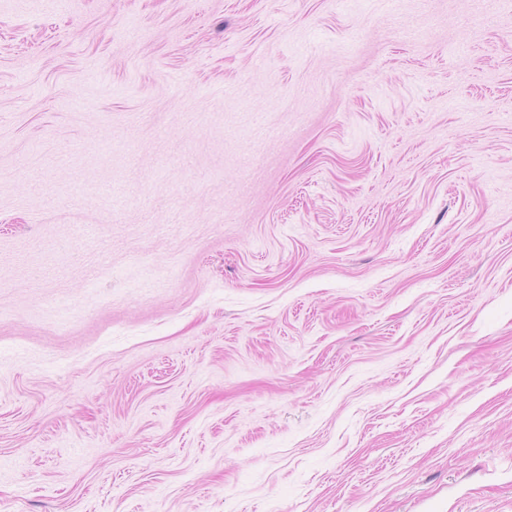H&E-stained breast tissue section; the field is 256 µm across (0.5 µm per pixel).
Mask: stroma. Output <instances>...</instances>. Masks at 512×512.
<instances>
[{
  "label": "stroma",
  "instance_id": "obj_1",
  "mask_svg": "<svg viewBox=\"0 0 512 512\" xmlns=\"http://www.w3.org/2000/svg\"><path fill=\"white\" fill-rule=\"evenodd\" d=\"M0 512H512V0H0Z\"/></svg>",
  "mask_w": 512,
  "mask_h": 512
}]
</instances>
